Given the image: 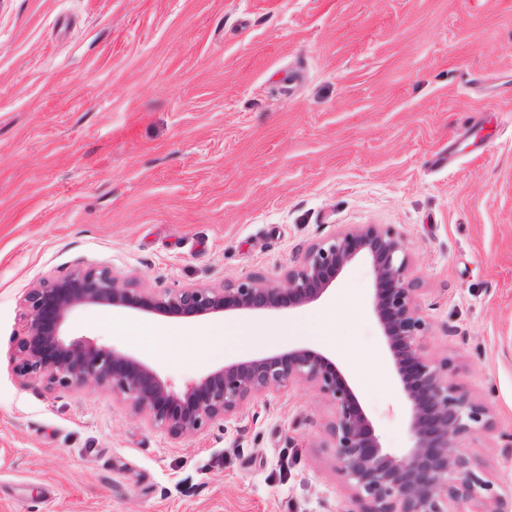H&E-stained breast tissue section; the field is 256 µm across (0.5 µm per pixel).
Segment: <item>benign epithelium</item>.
Masks as SVG:
<instances>
[{"label": "benign epithelium", "instance_id": "obj_1", "mask_svg": "<svg viewBox=\"0 0 512 512\" xmlns=\"http://www.w3.org/2000/svg\"><path fill=\"white\" fill-rule=\"evenodd\" d=\"M360 253L372 264L374 311L411 406L413 445L399 460L383 450L340 370L325 355L294 348L227 363L177 389L145 362L112 347L67 339L62 328L82 306H108L185 317L226 311L291 308L326 292L333 274ZM410 259L389 228L365 224L314 245L277 281L247 277L218 287H190L161 298L121 282L107 267L78 269L42 280L26 298L27 337L18 376L47 390H109L174 438L195 434L218 417H231L254 397L292 382L315 385L336 405L330 427L338 470L366 512H450L481 497L486 483L457 454L456 438L487 425L488 408L448 377V359L422 353L427 325Z\"/></svg>", "mask_w": 512, "mask_h": 512}]
</instances>
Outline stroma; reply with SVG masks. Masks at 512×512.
<instances>
[{"label": "stroma", "instance_id": "35a3bbf8", "mask_svg": "<svg viewBox=\"0 0 512 512\" xmlns=\"http://www.w3.org/2000/svg\"><path fill=\"white\" fill-rule=\"evenodd\" d=\"M364 224L411 259L423 353L490 409L457 453L512 496V0H0V512H361L336 406L294 382L178 439L111 392L15 367L25 298L107 267L156 295L272 279ZM357 256L316 302L196 318L78 308L64 333L174 386L295 347L340 369L385 451L409 402ZM336 321L332 336L304 326ZM232 324L175 358L113 318Z\"/></svg>", "mask_w": 512, "mask_h": 512}]
</instances>
